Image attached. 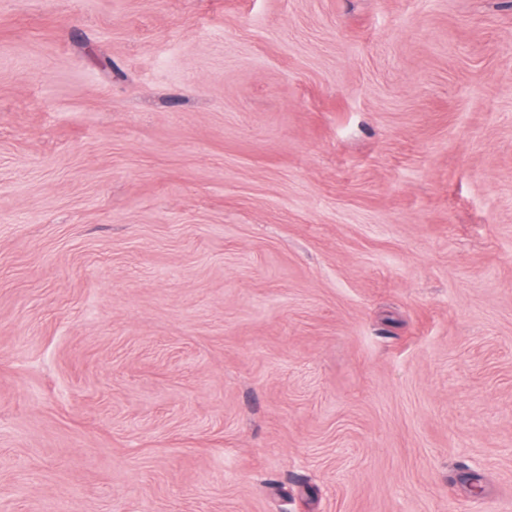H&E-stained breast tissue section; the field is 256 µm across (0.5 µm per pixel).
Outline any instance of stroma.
I'll use <instances>...</instances> for the list:
<instances>
[{
  "label": "stroma",
  "instance_id": "stroma-1",
  "mask_svg": "<svg viewBox=\"0 0 512 512\" xmlns=\"http://www.w3.org/2000/svg\"><path fill=\"white\" fill-rule=\"evenodd\" d=\"M0 512H512V0H0Z\"/></svg>",
  "mask_w": 512,
  "mask_h": 512
}]
</instances>
